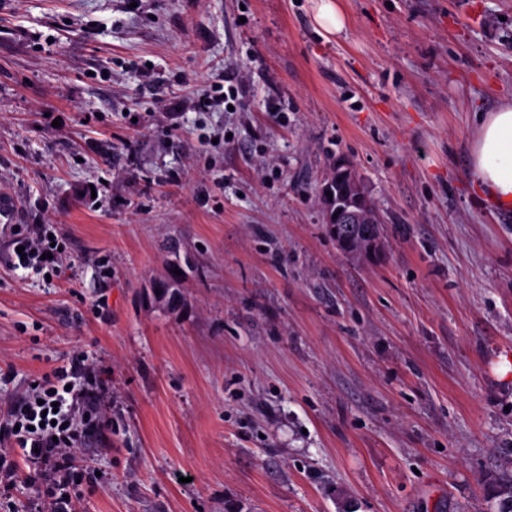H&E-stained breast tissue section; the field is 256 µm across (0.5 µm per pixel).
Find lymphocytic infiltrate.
Here are the masks:
<instances>
[{
	"instance_id": "f902f5d3",
	"label": "lymphocytic infiltrate",
	"mask_w": 512,
	"mask_h": 512,
	"mask_svg": "<svg viewBox=\"0 0 512 512\" xmlns=\"http://www.w3.org/2000/svg\"><path fill=\"white\" fill-rule=\"evenodd\" d=\"M12 247H23L24 267L50 276L60 275L65 254L52 246L46 225L15 231ZM108 388L88 356L77 352L67 363L39 378L31 393L20 397L8 415L0 419V494L17 483L18 459H25V479L45 498L52 512H76L84 488L97 481L94 470L76 467L73 451L84 432L111 423ZM85 413L86 427L78 429L76 410Z\"/></svg>"
}]
</instances>
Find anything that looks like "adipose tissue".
Masks as SVG:
<instances>
[{
  "mask_svg": "<svg viewBox=\"0 0 512 512\" xmlns=\"http://www.w3.org/2000/svg\"><path fill=\"white\" fill-rule=\"evenodd\" d=\"M470 153L477 193L512 208V102L479 115Z\"/></svg>",
  "mask_w": 512,
  "mask_h": 512,
  "instance_id": "obj_1",
  "label": "adipose tissue"
}]
</instances>
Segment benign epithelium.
<instances>
[{
	"label": "benign epithelium",
	"instance_id": "7a95c632",
	"mask_svg": "<svg viewBox=\"0 0 512 512\" xmlns=\"http://www.w3.org/2000/svg\"><path fill=\"white\" fill-rule=\"evenodd\" d=\"M339 181L343 185L342 192H334L329 184L322 188V205L326 219L336 228V244L344 249V254L357 256L355 246L349 244L353 238L359 243H367L368 255L375 256L383 249L380 235L372 227L370 214L363 208L362 201L366 196L363 180L358 172L346 161L338 160L328 181Z\"/></svg>",
	"mask_w": 512,
	"mask_h": 512
}]
</instances>
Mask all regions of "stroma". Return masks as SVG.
Listing matches in <instances>:
<instances>
[{
  "mask_svg": "<svg viewBox=\"0 0 512 512\" xmlns=\"http://www.w3.org/2000/svg\"><path fill=\"white\" fill-rule=\"evenodd\" d=\"M341 5L328 41L312 0H0V195L67 246L49 280L0 228V415L74 352L111 371L80 512H498L512 209L469 141L512 0ZM339 156L377 261L327 233ZM221 83H214L208 86L207 89H202V92L198 95L195 104L196 107L202 111L207 112L214 107H218L223 103L230 104L227 100L229 97L232 98V101L237 100V95L235 96L234 89H228L229 95L223 92L224 85H220ZM223 93V95H222Z\"/></svg>",
  "mask_w": 512,
  "mask_h": 512,
  "instance_id": "obj_1",
  "label": "stroma"
}]
</instances>
